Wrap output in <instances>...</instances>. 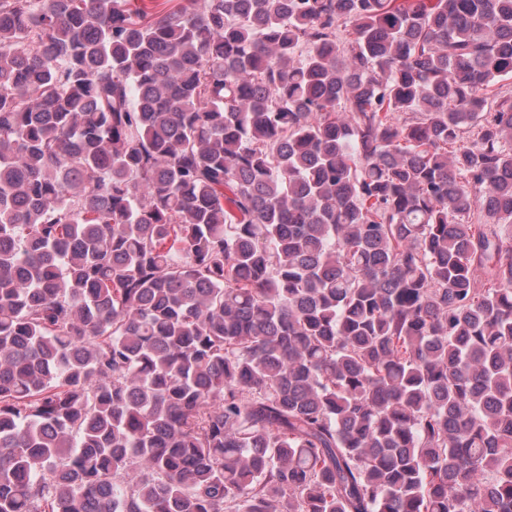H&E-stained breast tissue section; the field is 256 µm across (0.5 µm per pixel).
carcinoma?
Returning a JSON list of instances; mask_svg holds the SVG:
<instances>
[{
  "mask_svg": "<svg viewBox=\"0 0 512 512\" xmlns=\"http://www.w3.org/2000/svg\"><path fill=\"white\" fill-rule=\"evenodd\" d=\"M504 76L512 0H0V512H512Z\"/></svg>",
  "mask_w": 512,
  "mask_h": 512,
  "instance_id": "obj_1",
  "label": "carcinoma"
}]
</instances>
